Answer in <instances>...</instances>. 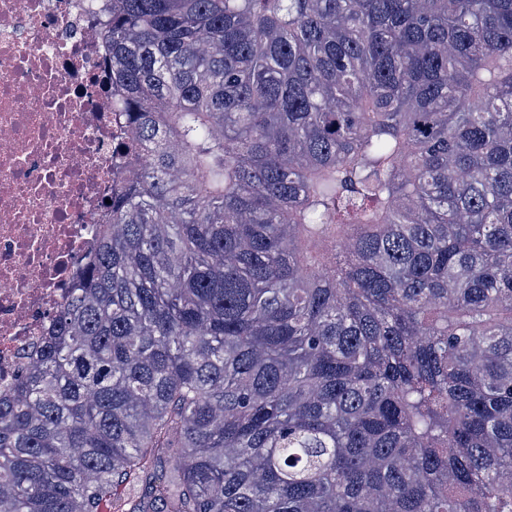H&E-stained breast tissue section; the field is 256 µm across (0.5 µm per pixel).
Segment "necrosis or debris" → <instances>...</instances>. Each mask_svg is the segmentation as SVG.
<instances>
[{"instance_id": "obj_1", "label": "necrosis or debris", "mask_w": 512, "mask_h": 512, "mask_svg": "<svg viewBox=\"0 0 512 512\" xmlns=\"http://www.w3.org/2000/svg\"><path fill=\"white\" fill-rule=\"evenodd\" d=\"M112 0H0V390L31 367L110 221Z\"/></svg>"}]
</instances>
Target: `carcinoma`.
<instances>
[{
	"label": "carcinoma",
	"instance_id": "1",
	"mask_svg": "<svg viewBox=\"0 0 512 512\" xmlns=\"http://www.w3.org/2000/svg\"><path fill=\"white\" fill-rule=\"evenodd\" d=\"M97 250L0 391V512H512V0H112Z\"/></svg>",
	"mask_w": 512,
	"mask_h": 512
}]
</instances>
